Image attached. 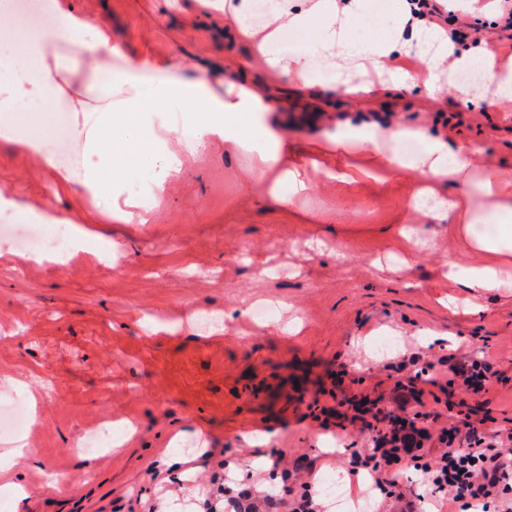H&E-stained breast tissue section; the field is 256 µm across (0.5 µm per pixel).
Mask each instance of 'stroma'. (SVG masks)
<instances>
[{
	"mask_svg": "<svg viewBox=\"0 0 512 512\" xmlns=\"http://www.w3.org/2000/svg\"><path fill=\"white\" fill-rule=\"evenodd\" d=\"M78 17L110 33L118 47L98 63L112 74L102 95L73 111L66 99H26L23 110L41 119L52 109L66 145L82 154L69 189L58 188L38 158L0 141V217L13 206L53 211L93 228L82 254L57 266L27 260L0 235V398L11 377H29L40 390V422L25 434L31 459L11 481L28 497L19 512H144L165 498H195L221 468L250 477L261 492L279 490L282 469H297L294 485H322L331 476L361 493L366 483L348 473L349 451L337 437L365 447L374 430L336 416L346 395L389 396L393 365L419 358L435 379L424 394L438 413L431 431L445 427L449 403H463L472 419L494 417L512 428V288L480 298L470 314L448 308L464 296L440 273L447 257L479 265L453 231L456 215L431 217L405 208L411 178L375 181L364 175L366 155L341 181L318 173L301 201L303 217L256 192L250 176L262 142L232 149L225 133L192 153L197 122L175 93L143 120L158 138L150 172L156 208L141 214L128 191L141 170L129 167L110 190L92 197L86 170L107 169V155L88 154L87 133L110 124L114 112L144 88L127 80L131 64L176 68L181 79L224 89L225 69L283 99L295 161L308 167L310 150L336 122L422 129L454 150H474L470 183L483 170L512 180V98L462 104L453 82L429 95L422 82L395 89L403 75L421 73L416 57L400 55L390 83L355 76L350 87L326 92L320 66L307 82L271 79L250 47L224 30L223 13L197 0H67ZM435 23L463 28L457 52L490 44L498 62L512 58V30L497 26L499 0H437ZM147 223H140V216ZM414 225L415 237L397 235ZM283 303L301 318L296 333L279 332L287 312L259 322L252 309ZM218 312L224 334L185 324L192 312ZM487 359L500 374L470 396L448 389L451 352ZM136 423L122 453L76 455L81 432L105 422ZM263 438L260 446L244 436ZM206 451L181 472L162 464L166 448Z\"/></svg>",
	"mask_w": 512,
	"mask_h": 512,
	"instance_id": "stroma-1",
	"label": "stroma"
}]
</instances>
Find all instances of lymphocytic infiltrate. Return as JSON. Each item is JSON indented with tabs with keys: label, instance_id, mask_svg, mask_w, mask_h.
Segmentation results:
<instances>
[{
	"label": "lymphocytic infiltrate",
	"instance_id": "1",
	"mask_svg": "<svg viewBox=\"0 0 512 512\" xmlns=\"http://www.w3.org/2000/svg\"><path fill=\"white\" fill-rule=\"evenodd\" d=\"M448 384L476 395L485 391L495 376L489 362L449 355ZM428 367L414 369L396 381L390 400L392 409L381 410L384 429L378 430L370 447L352 450L349 472H369L380 492L379 503L401 502V512H420L417 496L409 495L400 480L403 463H410L432 489L433 501L448 512H512V459L504 445H512V429L478 428L469 417L456 418L438 434H431L430 412L420 411L428 381ZM224 486H217L203 500V512H325L311 490L290 494L288 501L264 496L255 503L251 489L238 492L225 503Z\"/></svg>",
	"mask_w": 512,
	"mask_h": 512
}]
</instances>
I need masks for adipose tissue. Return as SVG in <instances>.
Listing matches in <instances>:
<instances>
[{"instance_id": "obj_1", "label": "adipose tissue", "mask_w": 512, "mask_h": 512, "mask_svg": "<svg viewBox=\"0 0 512 512\" xmlns=\"http://www.w3.org/2000/svg\"><path fill=\"white\" fill-rule=\"evenodd\" d=\"M215 6L223 10L232 34L252 45L257 51V62L275 75L304 80L311 71L309 57L291 56L280 51L278 35L286 28L314 31L316 44L326 61L328 87H336L341 82L344 70L352 60L369 59L373 69L381 75L392 68L390 54L393 46L389 40L365 45L347 34L346 23L350 18L362 14L363 0H348L342 6L338 5L337 0H309L305 7L293 6L292 0H272L266 20L258 26L252 25L249 20L250 0H216ZM51 10L56 19L55 34L58 38L67 39L76 34L80 37L82 48L90 53H111L112 41L105 31L80 21L61 5L60 0H54ZM399 22L411 27L410 48L426 64L422 80L430 92L441 90L440 68L446 58H453L455 66L459 68L472 64V56H454L453 45L444 29L426 20L413 18L412 6L408 2L402 6ZM29 65L39 69L41 78L24 87L23 92L27 95L47 92L66 94L77 106L82 104L84 97L103 93L110 85L109 78L97 69L82 83L65 84L66 68L58 63L49 64L46 49L40 43L32 45ZM178 90L187 106H194L201 98L211 102V112L198 125L196 150H203L209 136L219 131L222 118L249 116L256 136L268 139L272 144L251 171L256 186L276 204L298 207L299 198L309 185L298 167L289 165L288 137L271 125L268 119L271 108L261 91L228 81L224 84L223 93L215 94L207 83L191 80L180 82ZM10 96V88L0 86V139L12 143L23 153L38 156L55 184L61 188L68 187L73 181L71 171L63 168L37 138L27 133V124L15 114ZM119 128V133L109 132L98 139L94 144L95 150L118 156L126 166L150 163L151 155L139 147L145 137L144 129L131 122L120 123ZM405 134V129L399 127L385 132L374 124L346 128L339 126L326 133L322 143L314 146L311 165L315 169H323L332 157L350 155L353 148L358 147L373 157V176L377 180L401 177L410 171L424 178V185L412 187L405 201L407 208L415 210L422 201L431 200L436 204V214L442 216L468 209L473 196L466 192L452 198L446 187L451 183L464 182L465 172L472 163L471 152L449 151L447 142L438 138L430 139L420 155L407 161L382 149L381 143L386 136L402 137ZM285 181L290 182L292 187L287 194L278 190ZM459 232L471 248L487 256L486 262L479 266L465 267L450 257L443 262V275L466 288L465 304H472L475 298L484 293L511 285L504 271L512 266V226L498 224L493 233L484 234L476 230L474 224L466 223L460 225Z\"/></svg>"}]
</instances>
